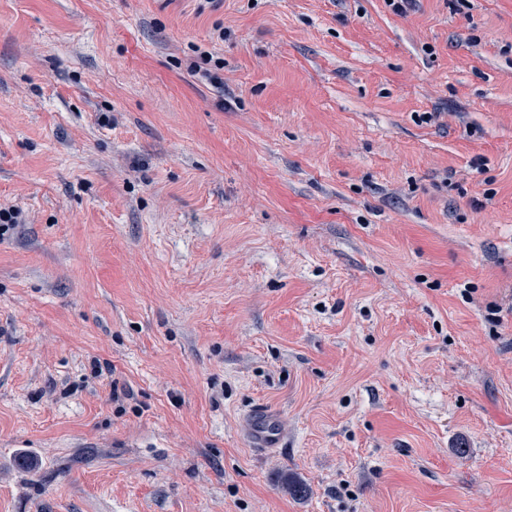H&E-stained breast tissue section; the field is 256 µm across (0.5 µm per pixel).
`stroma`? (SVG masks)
<instances>
[{
    "label": "stroma",
    "instance_id": "1",
    "mask_svg": "<svg viewBox=\"0 0 512 512\" xmlns=\"http://www.w3.org/2000/svg\"><path fill=\"white\" fill-rule=\"evenodd\" d=\"M1 205L0 512H512V0H0ZM285 436V429L266 406L255 405L245 415V437L252 448H281Z\"/></svg>",
    "mask_w": 512,
    "mask_h": 512
}]
</instances>
